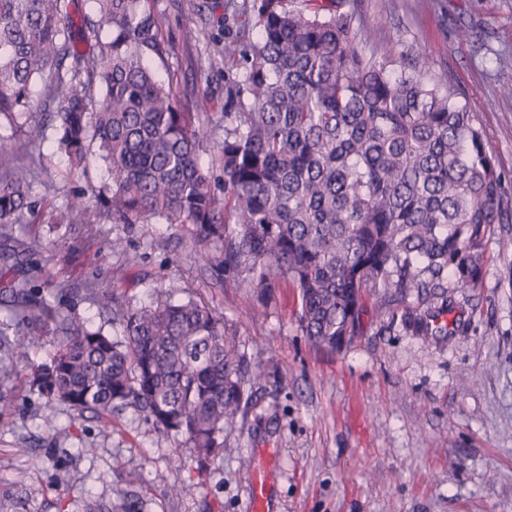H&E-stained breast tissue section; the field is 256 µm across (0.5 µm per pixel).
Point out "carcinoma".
Returning a JSON list of instances; mask_svg holds the SVG:
<instances>
[{
  "instance_id": "1",
  "label": "carcinoma",
  "mask_w": 512,
  "mask_h": 512,
  "mask_svg": "<svg viewBox=\"0 0 512 512\" xmlns=\"http://www.w3.org/2000/svg\"><path fill=\"white\" fill-rule=\"evenodd\" d=\"M258 38H253V29ZM350 0H242L224 5V125L211 98L180 100L147 65L170 41L155 0H0V262L27 267L0 289V415L18 380L106 423L133 409L182 437L198 458L224 447V429L248 402L240 356L224 320L174 286L163 301L85 291L120 337L63 311L33 284L44 252L32 226L35 161L15 147L56 120L57 147L73 168L93 155L107 169L103 207L79 197L63 221L97 241L95 225L155 219L182 229L265 307L276 289L297 290V321L315 344L340 350L360 333L366 299L399 306L421 336L438 315L422 309L448 288H477L497 224L509 222L503 179L471 107L448 79L425 80L420 62L397 64L359 49ZM44 82L43 105L31 86ZM218 196L200 162L216 130ZM36 336H51L50 362L26 363ZM88 512H139L134 495Z\"/></svg>"
}]
</instances>
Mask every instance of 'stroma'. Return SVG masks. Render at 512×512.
I'll return each instance as SVG.
<instances>
[{
  "mask_svg": "<svg viewBox=\"0 0 512 512\" xmlns=\"http://www.w3.org/2000/svg\"><path fill=\"white\" fill-rule=\"evenodd\" d=\"M207 20L190 0H156L169 22L171 52L153 59L177 92L208 91L224 114V63L206 48L224 35V0ZM365 54L406 52L425 78H448L481 125L512 199V0H358ZM24 146L39 175L31 197L44 213L45 271L79 317L112 332L88 281L149 303L190 285L224 317V329L261 379L246 378L251 403L224 431L218 454L198 460L180 438L156 431L132 410L97 414L19 387L0 415V512H85L89 502L135 492L143 512H251L263 479L268 512H512V223L494 228L479 287L448 291L439 321L448 333L419 336L402 312L368 310L362 333L331 351L300 328L295 290L267 308L221 287L205 255L177 227L158 221L100 224L99 240L122 238L119 253L69 250L60 218L72 195L94 200L104 167L71 170L52 144ZM55 418L46 430L45 415Z\"/></svg>",
  "mask_w": 512,
  "mask_h": 512,
  "instance_id": "stroma-1",
  "label": "stroma"
}]
</instances>
